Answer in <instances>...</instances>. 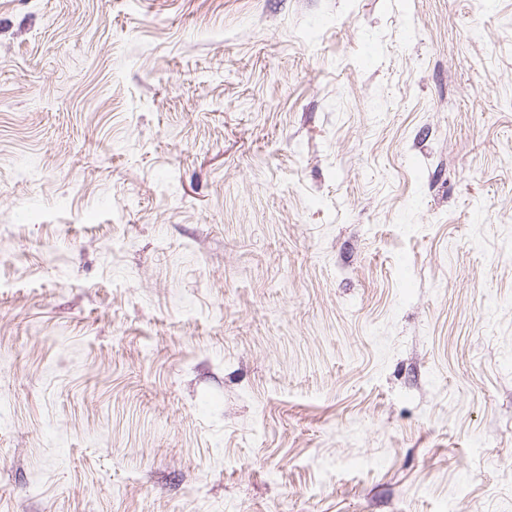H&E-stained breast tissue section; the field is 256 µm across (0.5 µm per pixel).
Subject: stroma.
Returning a JSON list of instances; mask_svg holds the SVG:
<instances>
[{
  "instance_id": "1",
  "label": "stroma",
  "mask_w": 512,
  "mask_h": 512,
  "mask_svg": "<svg viewBox=\"0 0 512 512\" xmlns=\"http://www.w3.org/2000/svg\"><path fill=\"white\" fill-rule=\"evenodd\" d=\"M0 512H512V0H0Z\"/></svg>"
}]
</instances>
